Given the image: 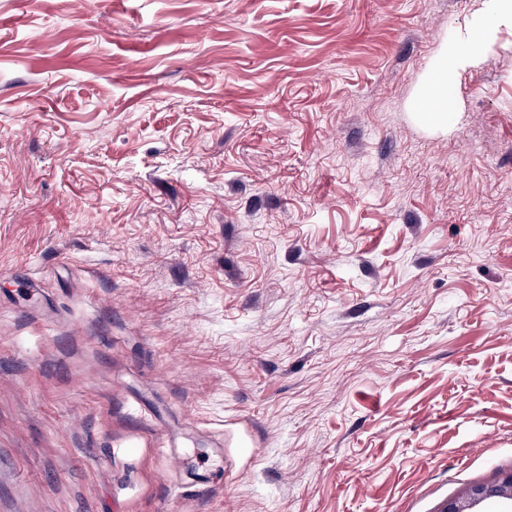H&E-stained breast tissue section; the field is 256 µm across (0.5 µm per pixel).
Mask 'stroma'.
Listing matches in <instances>:
<instances>
[{"label": "stroma", "mask_w": 512, "mask_h": 512, "mask_svg": "<svg viewBox=\"0 0 512 512\" xmlns=\"http://www.w3.org/2000/svg\"><path fill=\"white\" fill-rule=\"evenodd\" d=\"M485 7L0 0V512H439L512 469ZM478 61L477 51L472 46H468L463 51L447 58L445 66L429 78L425 93L428 112H424V114L430 121L433 123L448 121V111L453 105L448 101V72L473 66Z\"/></svg>", "instance_id": "obj_1"}]
</instances>
